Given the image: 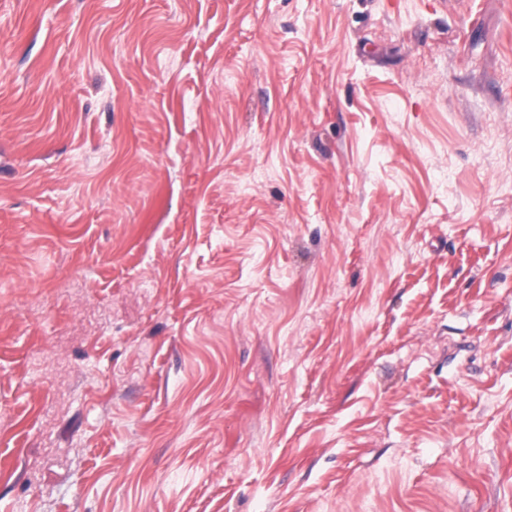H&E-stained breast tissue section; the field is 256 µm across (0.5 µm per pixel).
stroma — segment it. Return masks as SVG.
<instances>
[{
  "mask_svg": "<svg viewBox=\"0 0 512 512\" xmlns=\"http://www.w3.org/2000/svg\"><path fill=\"white\" fill-rule=\"evenodd\" d=\"M0 512H512V0H0Z\"/></svg>",
  "mask_w": 512,
  "mask_h": 512,
  "instance_id": "1",
  "label": "stroma"
}]
</instances>
